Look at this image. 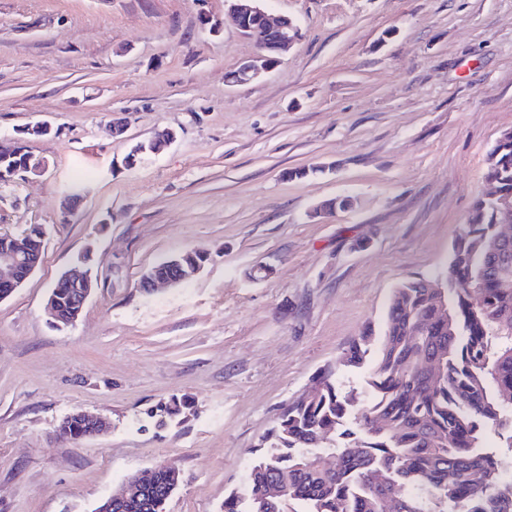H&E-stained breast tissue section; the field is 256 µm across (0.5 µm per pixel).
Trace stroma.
<instances>
[{
  "mask_svg": "<svg viewBox=\"0 0 512 512\" xmlns=\"http://www.w3.org/2000/svg\"><path fill=\"white\" fill-rule=\"evenodd\" d=\"M262 5L300 39L231 86L258 49L224 0H0V137L51 127L27 142L47 171L0 181V234L46 229L41 264L0 300V512H95L160 464L182 477L166 512H222L314 376L362 385L342 359L382 331L393 289L443 277L512 131V0ZM164 129L175 140L126 167ZM338 197L350 207L320 213ZM189 250L208 254L196 276L140 288ZM82 256L96 286L56 327L49 291ZM173 397L193 404L184 420L146 416ZM81 411L107 431L58 438Z\"/></svg>",
  "mask_w": 512,
  "mask_h": 512,
  "instance_id": "1",
  "label": "stroma"
}]
</instances>
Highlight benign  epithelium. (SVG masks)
Wrapping results in <instances>:
<instances>
[{
  "instance_id": "benign-epithelium-1",
  "label": "benign epithelium",
  "mask_w": 512,
  "mask_h": 512,
  "mask_svg": "<svg viewBox=\"0 0 512 512\" xmlns=\"http://www.w3.org/2000/svg\"><path fill=\"white\" fill-rule=\"evenodd\" d=\"M227 9L224 21L234 26L239 33L257 42L260 52L255 57L240 63L226 75L230 85H244L253 82L270 71L279 62L283 52L293 45L299 37V30L294 22L282 17L271 20L260 6L261 0H225ZM43 246L33 250L25 239H15L0 249V284L15 290L21 287L34 273L38 266ZM172 272L160 274L153 269L141 277V287L152 291L160 284L175 285L194 276L198 269L179 264L170 265ZM59 288H72L75 300L84 305L94 287L91 273L82 270L69 272L57 282ZM151 468L142 475L133 476L125 482L116 499H125L139 494L144 488L153 484Z\"/></svg>"
}]
</instances>
